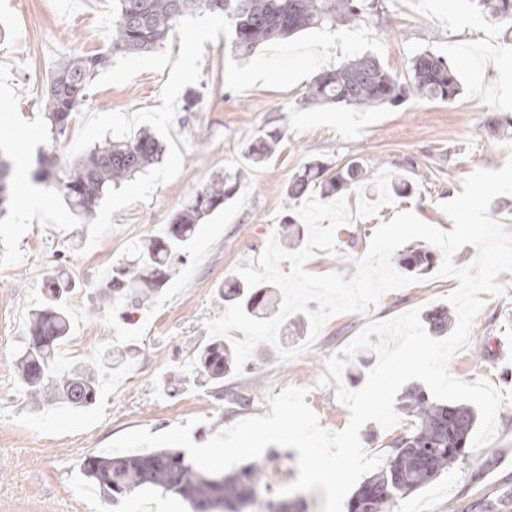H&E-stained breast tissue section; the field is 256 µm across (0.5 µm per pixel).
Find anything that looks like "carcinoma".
Listing matches in <instances>:
<instances>
[{
  "instance_id": "1",
  "label": "carcinoma",
  "mask_w": 512,
  "mask_h": 512,
  "mask_svg": "<svg viewBox=\"0 0 512 512\" xmlns=\"http://www.w3.org/2000/svg\"><path fill=\"white\" fill-rule=\"evenodd\" d=\"M477 4L491 19L512 24V0H477ZM376 7L375 0H112L115 20L108 52L68 56L57 63L46 91L47 119L53 132L63 133L85 100L92 78L110 64L111 58L140 54L161 45L181 19L194 12L230 19L232 46L245 57L264 43L308 28H333L355 21ZM459 91L454 70L442 57L424 51L412 58L410 76L404 79L369 55L319 72L305 88L301 101L305 105L333 103L369 110L395 105L410 94L450 102ZM280 140V130L266 132L258 144L248 148L251 160L262 161ZM163 152L159 139L143 131L128 140L90 150L67 170L58 171L53 160H42L37 180L62 194L71 211L88 222L109 189L160 162ZM11 171L10 155L0 154V207L10 198ZM371 176L372 172L356 161L332 173L317 159L304 163L284 188L289 214L283 217L282 230L292 248L300 247L303 227L290 211L312 189L318 188L323 197L332 199ZM239 182L240 173H226L197 191L173 214L161 234L138 248L133 259L112 265L102 297L134 310L160 292L183 261L198 225L236 197ZM437 257L430 248H408L397 265L422 274ZM75 288V280L63 272L46 278L42 302L31 313L17 368L36 405L40 404L39 395L47 390L74 407L89 406L96 399L93 373L80 366L63 370L58 361V350L70 331L68 302ZM218 294L226 302L241 303L245 312L255 317L268 310L275 286L261 284L249 289L242 281H232L221 285ZM452 320L446 307L434 308L424 317L428 328L439 335L448 331ZM197 364L201 377L219 382L234 365L233 350L216 338L199 351ZM404 409L418 420L417 428L392 443L393 456L359 485L348 503V512H389L396 497L425 487L464 459L478 419L471 406L433 400L416 389L408 394ZM84 471L102 497L112 500L141 487H154L188 501L192 512H251L257 505L266 512H291L304 504L299 497L260 500L268 486L264 482L266 467L258 462L229 473L209 474L172 448L94 456L86 461Z\"/></svg>"
}]
</instances>
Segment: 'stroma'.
<instances>
[{
  "label": "stroma",
  "mask_w": 512,
  "mask_h": 512,
  "mask_svg": "<svg viewBox=\"0 0 512 512\" xmlns=\"http://www.w3.org/2000/svg\"><path fill=\"white\" fill-rule=\"evenodd\" d=\"M373 14L336 28H314L258 46L246 57L232 48L227 18L207 12L182 19L160 47L113 58L93 79L90 95L64 134L50 130L45 88L57 62L72 54L106 50L112 41V0H0V144L12 151L36 204L14 197L0 216V512H189L180 497L142 488L113 503L83 475L88 457L121 433H158L193 420V442L252 416L269 414V396L283 388L308 389L307 403L321 426L336 432L349 412L335 387L318 386L326 359L340 351L370 320L419 307L443 306L458 285L430 279L385 294L369 316L330 318L310 348L305 315L289 317L278 345L255 346L242 373L214 384L196 374V355L207 343L205 320L225 310L217 288L236 278L237 267L257 258L272 235L281 234L282 190L306 161L333 168L359 161L372 171L391 170L412 184L378 216L334 232L344 262L318 249L305 268L312 274L353 276L380 222L413 211L443 230L452 221L440 202L462 190L477 169H500L512 141V29L490 20L475 0H376ZM429 51L454 67L461 93L450 104L415 96L371 110L301 105L305 86L323 69L363 56L406 74L412 58ZM475 66L461 69V55ZM262 70L259 80L248 79ZM196 105L186 108L187 93ZM504 119L490 131V117ZM283 138L263 162L247 148L264 131ZM158 134L166 146L160 163L110 189L91 221L72 214L64 198L34 177L40 155L69 167L88 149L135 135ZM242 171L236 198L200 225L188 257L156 298L129 322L99 296L113 264L162 232L173 214L215 175ZM64 267L77 283L68 311L75 349L72 363L95 373V403L72 408L46 394L32 409L15 360L25 344L32 310L44 280ZM506 296L485 298L468 346L449 362L466 382L488 381L506 394L488 448L468 449L439 479L396 498L392 512H512V361L498 359L497 342L512 336V273L497 278ZM299 348L289 361L279 347ZM179 375L175 392L161 387ZM396 396L397 425H364L365 451L390 457L391 442L417 420Z\"/></svg>",
  "instance_id": "stroma-1"
}]
</instances>
